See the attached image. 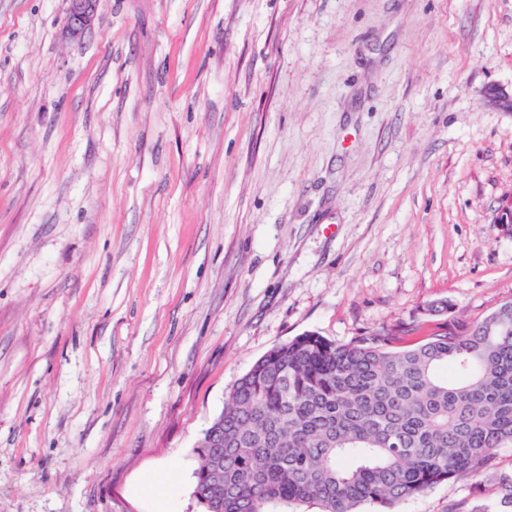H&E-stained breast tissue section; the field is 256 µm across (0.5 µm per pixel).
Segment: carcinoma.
I'll return each instance as SVG.
<instances>
[{
	"mask_svg": "<svg viewBox=\"0 0 512 512\" xmlns=\"http://www.w3.org/2000/svg\"><path fill=\"white\" fill-rule=\"evenodd\" d=\"M415 325L336 343L307 332L259 358L199 442L194 494L206 512H395L434 486L472 478L512 447V301L412 345ZM447 365L454 376L442 379ZM512 508V477L495 503Z\"/></svg>",
	"mask_w": 512,
	"mask_h": 512,
	"instance_id": "obj_1",
	"label": "carcinoma"
}]
</instances>
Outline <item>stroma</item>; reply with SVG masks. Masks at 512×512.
I'll list each match as a JSON object with an SVG mask.
<instances>
[{"mask_svg":"<svg viewBox=\"0 0 512 512\" xmlns=\"http://www.w3.org/2000/svg\"><path fill=\"white\" fill-rule=\"evenodd\" d=\"M66 8L0 0V512H149L166 470L204 512L273 347L512 299V0H100L78 41Z\"/></svg>","mask_w":512,"mask_h":512,"instance_id":"35a3bbf8","label":"stroma"}]
</instances>
